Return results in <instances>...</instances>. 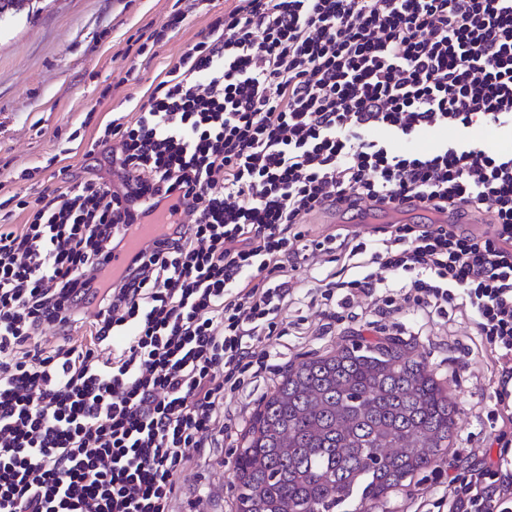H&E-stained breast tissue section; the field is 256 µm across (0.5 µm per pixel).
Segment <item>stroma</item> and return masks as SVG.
<instances>
[{
    "mask_svg": "<svg viewBox=\"0 0 512 512\" xmlns=\"http://www.w3.org/2000/svg\"><path fill=\"white\" fill-rule=\"evenodd\" d=\"M187 24L156 40L173 9ZM211 20L193 0H32L30 12L0 24V196H36L105 175L100 155H85L70 136L92 134L98 124L138 113L164 68L197 41ZM371 320L368 339L393 336L422 355L447 379L458 414L448 452L409 486L380 502L381 512H437L445 476L483 462L496 421L491 369L469 321L458 312L416 329L410 315L373 309L336 320L304 303L293 304L288 329L270 348L269 366L225 399L231 435L193 457L182 475L185 498L208 494L204 512H234L233 459L262 400L288 365L358 337Z\"/></svg>",
    "mask_w": 512,
    "mask_h": 512,
    "instance_id": "stroma-1",
    "label": "stroma"
}]
</instances>
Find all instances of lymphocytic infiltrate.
Returning a JSON list of instances; mask_svg holds the SVG:
<instances>
[{
	"label": "lymphocytic infiltrate",
	"mask_w": 512,
	"mask_h": 512,
	"mask_svg": "<svg viewBox=\"0 0 512 512\" xmlns=\"http://www.w3.org/2000/svg\"><path fill=\"white\" fill-rule=\"evenodd\" d=\"M453 128L428 152L392 138ZM512 0H237L133 121L87 154L111 178L0 224V512H173L178 474L228 431L225 395L268 366L289 307L369 302L419 326L464 313L498 379L497 461L450 477L445 512H512ZM179 228L107 268L169 200ZM351 201L489 212L490 232L390 224L311 234ZM338 272L319 273L325 261ZM80 324V341L48 328Z\"/></svg>",
	"instance_id": "obj_1"
}]
</instances>
